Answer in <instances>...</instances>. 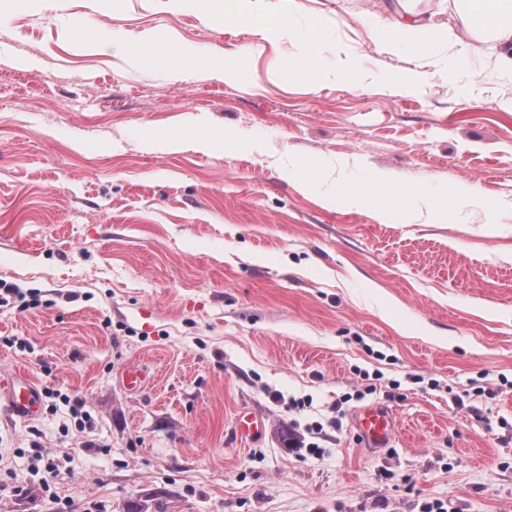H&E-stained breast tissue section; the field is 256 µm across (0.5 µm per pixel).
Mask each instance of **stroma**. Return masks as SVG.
I'll return each instance as SVG.
<instances>
[{"label":"stroma","instance_id":"35a3bbf8","mask_svg":"<svg viewBox=\"0 0 512 512\" xmlns=\"http://www.w3.org/2000/svg\"><path fill=\"white\" fill-rule=\"evenodd\" d=\"M358 57L312 88L291 42L168 0H35L0 16V512H512V110L497 77L401 94L364 23L394 0H302ZM90 23L66 33L69 18ZM175 31L246 77L146 65L113 37ZM34 59L29 68L11 57ZM242 144L148 148L197 127ZM306 163L310 189L288 181ZM477 189L494 212L406 222L337 183ZM147 370L129 391L123 372ZM396 421L366 447L354 418ZM264 418L255 439L234 420ZM60 475L44 487L45 459ZM2 395L10 410L19 418H31L39 412L38 389L25 376L5 378L1 383L0 400ZM357 424L369 448H385L393 438L395 420L381 408H363L357 415Z\"/></svg>","mask_w":512,"mask_h":512}]
</instances>
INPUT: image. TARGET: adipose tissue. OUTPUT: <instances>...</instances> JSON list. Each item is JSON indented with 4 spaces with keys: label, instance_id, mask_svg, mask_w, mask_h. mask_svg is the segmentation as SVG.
Returning a JSON list of instances; mask_svg holds the SVG:
<instances>
[{
    "label": "adipose tissue",
    "instance_id": "obj_1",
    "mask_svg": "<svg viewBox=\"0 0 512 512\" xmlns=\"http://www.w3.org/2000/svg\"><path fill=\"white\" fill-rule=\"evenodd\" d=\"M411 0H400L401 18L388 22L379 18L367 24L369 38L383 52H404L406 67L385 73L388 86L398 92H411L432 79L460 83L462 91L470 86L464 81L470 68L469 48L472 40L485 46V68L512 84V0H452L457 16L456 26L438 24L413 11ZM174 8L192 9L204 22H221L246 28L262 41L284 40L293 31V19L301 11L300 0H171ZM329 22L322 17L311 18L307 33L300 39V57L310 68L313 81L324 76L356 79L357 59L351 53L331 54ZM169 48L172 65L183 66L195 59L193 49L174 36L147 31L139 39L121 43V50L142 62L155 58L159 44ZM351 204L359 205L373 196L388 197L404 213L425 207L434 220L442 222L460 213L471 200V191L457 186L447 195L415 190L411 183L400 182L389 174L375 175L371 188L345 187Z\"/></svg>",
    "mask_w": 512,
    "mask_h": 512
}]
</instances>
